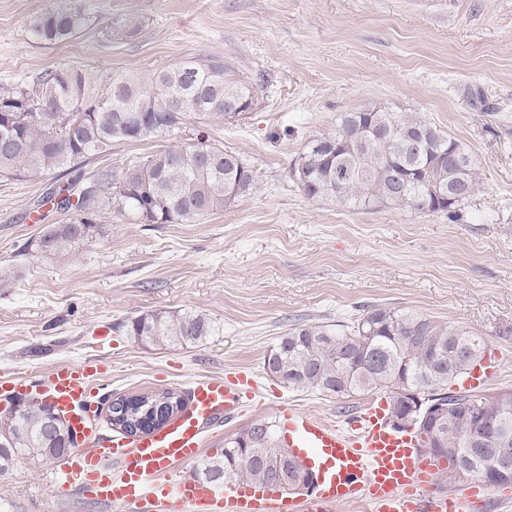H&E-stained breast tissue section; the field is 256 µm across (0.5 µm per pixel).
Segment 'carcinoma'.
<instances>
[{
    "mask_svg": "<svg viewBox=\"0 0 512 512\" xmlns=\"http://www.w3.org/2000/svg\"><path fill=\"white\" fill-rule=\"evenodd\" d=\"M87 24L80 8L60 7L38 17L33 30L44 41L76 35ZM139 20L126 16L107 37H133ZM252 84L227 58L187 59L139 79L97 76L73 67L45 71L36 88L0 84V175L40 178L91 156L112 152L118 140L155 139L158 148L128 164L90 173L95 187L59 188L57 207L68 222L50 224L20 255L73 254L105 233L97 222L117 205L143 224H197L249 194L253 171L213 137L217 125L233 124L252 111ZM294 174L312 199L363 211L405 208L452 214L478 187L472 156L415 112L373 106L338 117L336 129L312 138ZM205 315L151 311L131 322V335L154 344H188L212 335ZM487 344L479 334L409 311L370 307L352 324L333 329L298 324L280 336L264 369L288 386L344 398L382 391L388 406H401L403 390H419L448 406L447 450L426 454L491 487L512 483V442L506 448L467 444L486 434L481 417H497L512 438V392L495 395L450 389L479 362ZM187 401L174 390L121 395L112 400L122 433L135 437L164 427ZM42 402L19 414L0 437V475L25 457L53 462L75 447L74 438L52 427ZM293 460L276 425L261 434L252 423L224 441L220 453L195 466L210 483L248 481L279 486L276 474Z\"/></svg>",
    "mask_w": 512,
    "mask_h": 512,
    "instance_id": "obj_1",
    "label": "carcinoma"
}]
</instances>
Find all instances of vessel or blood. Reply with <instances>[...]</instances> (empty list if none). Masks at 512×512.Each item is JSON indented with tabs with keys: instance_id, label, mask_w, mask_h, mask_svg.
Here are the masks:
<instances>
[{
	"instance_id": "b4317fda",
	"label": "vessel or blood",
	"mask_w": 512,
	"mask_h": 512,
	"mask_svg": "<svg viewBox=\"0 0 512 512\" xmlns=\"http://www.w3.org/2000/svg\"><path fill=\"white\" fill-rule=\"evenodd\" d=\"M99 370L88 360L54 366L36 385L26 378L0 381V398L8 401L39 388L76 431L78 450L64 468L47 476L60 498L76 486L121 512H335L354 502L368 503L372 512H461L456 494L432 492L436 464L411 435L389 428L381 403L354 414L341 428L283 407L289 447L316 464L315 486L307 499L245 482L220 494L192 476L158 484V476L171 466L198 460L204 424L237 411L243 398L253 397L256 381L248 373L199 380L189 408L174 422L127 441L97 434L82 412L94 395L93 377Z\"/></svg>"
}]
</instances>
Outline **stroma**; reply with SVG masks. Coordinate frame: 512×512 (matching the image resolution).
I'll return each mask as SVG.
<instances>
[{
    "instance_id": "1",
    "label": "stroma",
    "mask_w": 512,
    "mask_h": 512,
    "mask_svg": "<svg viewBox=\"0 0 512 512\" xmlns=\"http://www.w3.org/2000/svg\"><path fill=\"white\" fill-rule=\"evenodd\" d=\"M86 5L88 23L49 43L32 21ZM135 15V37L105 40ZM229 56L257 99L217 137L256 175L247 196L198 224L102 215L104 236L65 257L22 258L45 225L66 220L42 193L72 171L0 177V375H46L94 359L97 406L196 379L255 374L264 403L212 427L204 456L288 401L339 426L371 396L295 390L267 374V351L295 323L347 324L363 310L403 309L483 336L500 356L485 391H512V0H0V84L69 66L142 77L187 57ZM414 112L474 158L480 185L460 216L353 210L307 198L292 167L343 112ZM165 311L206 315L213 336L187 346L138 342L127 325ZM46 465L0 475V512H120L57 498Z\"/></svg>"
}]
</instances>
